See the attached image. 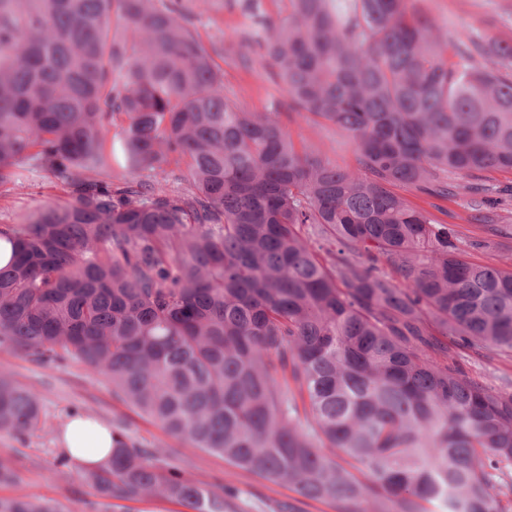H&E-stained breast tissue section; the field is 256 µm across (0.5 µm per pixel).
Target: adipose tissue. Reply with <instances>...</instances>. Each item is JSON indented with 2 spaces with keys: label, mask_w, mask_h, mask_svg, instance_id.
Masks as SVG:
<instances>
[{
  "label": "adipose tissue",
  "mask_w": 512,
  "mask_h": 512,
  "mask_svg": "<svg viewBox=\"0 0 512 512\" xmlns=\"http://www.w3.org/2000/svg\"><path fill=\"white\" fill-rule=\"evenodd\" d=\"M63 453L78 466L97 464L112 454V433L100 422L81 415L68 418L60 429Z\"/></svg>",
  "instance_id": "ef3b65f1"
}]
</instances>
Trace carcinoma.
<instances>
[{"instance_id":"obj_1","label":"carcinoma","mask_w":512,"mask_h":512,"mask_svg":"<svg viewBox=\"0 0 512 512\" xmlns=\"http://www.w3.org/2000/svg\"><path fill=\"white\" fill-rule=\"evenodd\" d=\"M212 2L0 0V188L29 159L73 193L0 228L16 250L0 347L77 359L172 436L336 512H512V394L448 363L512 353V263L470 261L400 193L512 174V45L453 39L409 0H288L285 16L230 0L288 108L352 140L340 168L281 113L224 97L196 34ZM118 159L144 179L112 186ZM42 416L0 372V432ZM80 478L107 507L226 512L235 495L120 426ZM0 512L70 510L0 496ZM112 503L118 505L112 506V512H126L120 505L131 506L133 508L131 512H190L180 505L160 498H151L137 503L114 500Z\"/></svg>"}]
</instances>
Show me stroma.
Segmentation results:
<instances>
[{
  "label": "stroma",
  "instance_id": "obj_1",
  "mask_svg": "<svg viewBox=\"0 0 512 512\" xmlns=\"http://www.w3.org/2000/svg\"><path fill=\"white\" fill-rule=\"evenodd\" d=\"M416 6L443 23L452 34H480L484 42L512 43V0H414ZM243 18L239 12L213 4L198 26L205 45L221 50L216 62L224 72L223 92L248 112H270L286 107L288 96L270 80V69L261 60L248 67L238 66V56L247 48L241 40ZM285 129L295 145H307L330 163L348 167L354 163L351 140L335 126L314 121L307 115L291 114ZM512 174H490L487 197L495 203L494 214L506 225L501 236H489L471 221L474 194L460 191L454 197L439 199L410 191L409 199L439 223L458 230L462 242L481 240L471 256L482 263H498L512 258ZM66 188L46 170H32L23 185L0 191V225L12 224L29 212L46 205L69 200ZM457 364L470 376L497 390L512 394V356L485 359L470 350L458 351ZM0 372L7 373L20 386L43 395L46 425L24 439L0 433V459H9L19 474L16 485L0 487V496L26 495L52 497L72 512H93L94 496L78 477L76 467L58 465L61 455L57 445L60 425L78 413L102 424L121 423L128 435L147 448H156L190 479L213 484H231L239 488V497L229 499L228 512H275L278 504L292 501L302 512H336L333 505L299 497L287 486L275 484L229 465L218 454L191 447L174 438L151 419L139 415L116 397L102 374L93 373L77 360L60 365H45L29 358L0 350Z\"/></svg>",
  "mask_w": 512,
  "mask_h": 512
}]
</instances>
